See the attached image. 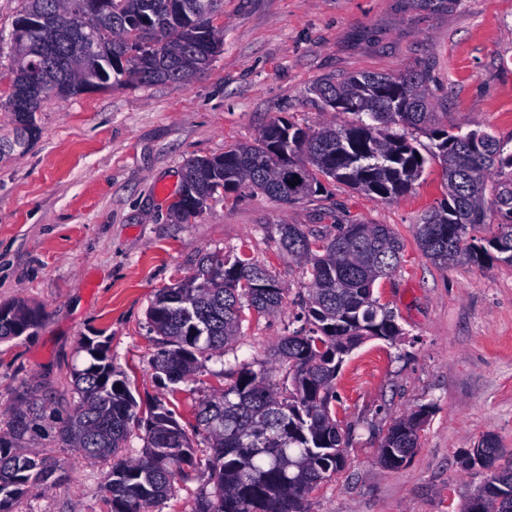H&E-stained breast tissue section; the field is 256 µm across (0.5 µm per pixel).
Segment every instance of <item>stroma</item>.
Masks as SVG:
<instances>
[{
  "instance_id": "stroma-1",
  "label": "stroma",
  "mask_w": 512,
  "mask_h": 512,
  "mask_svg": "<svg viewBox=\"0 0 512 512\" xmlns=\"http://www.w3.org/2000/svg\"><path fill=\"white\" fill-rule=\"evenodd\" d=\"M24 4L0 0V305L24 301L43 318L0 341V435L25 400L45 398L21 444L50 450L65 478L24 496L18 512H107L109 463L77 457L55 434L58 415L73 406L71 375L87 339L108 340L138 403L166 401L193 432L201 396L224 385V364L265 361L299 329L308 285L279 248L280 224L313 238L386 224L404 242L397 271L374 285L403 334L345 356L332 412L348 438L347 462L309 495L308 512H461L483 471L462 469L460 456L489 436L512 454V265L444 267L418 248L415 224L447 192L429 136L413 131L427 163L391 202L331 182L290 204L244 186L186 224L174 223L170 208L189 159L254 143L277 118L310 128L350 122L315 88L357 71L429 70L443 125L491 132L512 149V0H222L213 23L223 48L204 72L49 96L27 130L6 106ZM210 254L250 257L286 293L275 311H245L223 361L206 362L173 392L154 377L159 345L147 311L158 290L194 276ZM422 407L429 415L413 454L399 469L383 468L388 428ZM208 481L203 462L176 475L154 512H192Z\"/></svg>"
}]
</instances>
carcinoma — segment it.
<instances>
[{
	"label": "carcinoma",
	"mask_w": 512,
	"mask_h": 512,
	"mask_svg": "<svg viewBox=\"0 0 512 512\" xmlns=\"http://www.w3.org/2000/svg\"><path fill=\"white\" fill-rule=\"evenodd\" d=\"M219 0H109L97 13L77 16L67 0H26L22 15L51 13L53 29L14 48L17 65L8 108L39 85L69 86L67 97L129 79L143 84L180 82L206 70L198 44L219 41L212 16ZM101 50L93 55L84 41ZM47 60L27 65L28 51ZM151 57L147 69L136 67ZM324 104L356 121L303 129L277 120L256 143L216 157L189 160L182 198L172 218L186 223L220 189L248 185L283 203L322 192V180L363 190L381 202L404 195L421 175L426 159L401 130L424 128L443 164L448 196L414 225L419 249L436 264L488 261L512 265V151L496 136L474 130L455 134L435 126L423 73L397 76L357 72L316 88ZM299 182L280 172L289 165ZM497 231L478 237L487 211ZM281 249L303 265L308 278L304 327L282 337L273 365L249 363L227 373L230 383L203 396L198 426L206 433L212 489L195 498L193 512H307L309 494L346 464L344 440L331 404L344 361L367 339L395 341L401 335L394 312L379 302L377 279L395 272L402 239L383 224H347L331 236L310 240L296 224L277 228ZM285 289L264 266L251 260L210 255L196 275L161 289L148 317L159 336L155 377L164 385L192 381L204 363L224 357L237 341L242 312H272ZM40 323L38 310L18 302L0 306V339L16 338ZM86 365L72 374L78 400L58 437L82 458L111 464L104 492L110 512H152L172 492L174 478L197 464V452L173 410L161 402L138 415L126 376L112 366L105 344L85 347ZM43 402L24 403L10 427L21 435ZM429 411L422 407L396 421L384 436L380 463L395 470L411 457ZM144 431L146 447L136 458L120 456L131 428ZM486 477L475 493L499 512H512V459L493 437L481 443ZM62 478L55 459L0 442V512H16L34 488Z\"/></svg>",
	"instance_id": "carcinoma-1"
}]
</instances>
